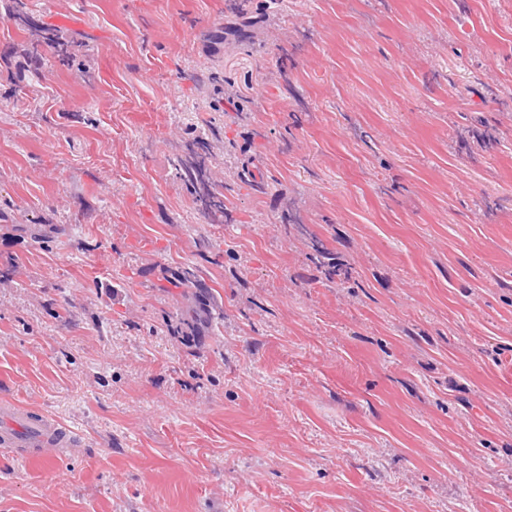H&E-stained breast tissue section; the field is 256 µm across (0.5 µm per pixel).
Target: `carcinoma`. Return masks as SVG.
<instances>
[{
	"mask_svg": "<svg viewBox=\"0 0 512 512\" xmlns=\"http://www.w3.org/2000/svg\"><path fill=\"white\" fill-rule=\"evenodd\" d=\"M250 0H226L227 12L241 26L251 24L247 3ZM0 17L13 23L24 39L5 51L0 58L15 62L18 73H37L45 64V52L54 61L70 68L85 56L86 45L76 34L36 19L25 0H0ZM206 49L211 56L224 53V28L216 27L205 35ZM217 130L210 126L185 140L181 153L172 163L175 176L188 190L193 208L207 224L224 223V177L213 163L210 140ZM296 232L307 242L309 257L324 270L326 280L345 284L352 278L351 269L338 261L321 239L307 230L298 218L288 219ZM162 290L174 301V310L165 314L167 331L181 339L188 349L200 347L202 333L214 331L213 323L224 319V310L215 290L206 285L203 272L193 263H183L171 269Z\"/></svg>",
	"mask_w": 512,
	"mask_h": 512,
	"instance_id": "obj_1",
	"label": "carcinoma"
}]
</instances>
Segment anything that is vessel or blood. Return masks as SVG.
Returning a JSON list of instances; mask_svg holds the SVG:
<instances>
[{
	"instance_id": "1",
	"label": "vessel or blood",
	"mask_w": 512,
	"mask_h": 512,
	"mask_svg": "<svg viewBox=\"0 0 512 512\" xmlns=\"http://www.w3.org/2000/svg\"><path fill=\"white\" fill-rule=\"evenodd\" d=\"M0 442L25 448L31 457L56 459L61 444L76 446V432L55 420H36L15 402L0 404Z\"/></svg>"
}]
</instances>
